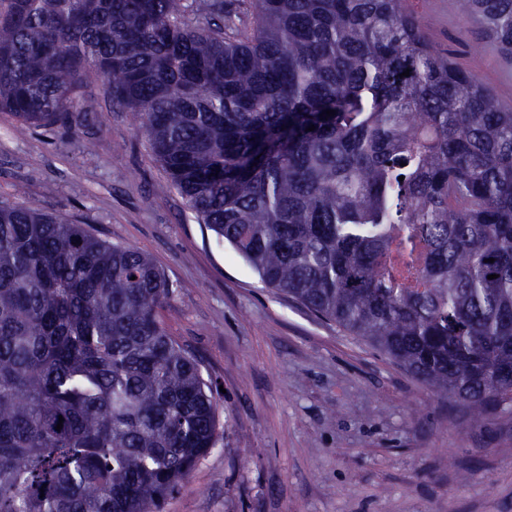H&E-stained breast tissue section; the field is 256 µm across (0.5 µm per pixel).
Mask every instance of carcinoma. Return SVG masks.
Here are the masks:
<instances>
[{"instance_id": "1", "label": "carcinoma", "mask_w": 512, "mask_h": 512, "mask_svg": "<svg viewBox=\"0 0 512 512\" xmlns=\"http://www.w3.org/2000/svg\"><path fill=\"white\" fill-rule=\"evenodd\" d=\"M457 4L512 56V0ZM239 6L0 0V112L52 126L102 79L267 287L475 422L511 402L512 110L405 0ZM172 294L143 253L0 201V512H158L215 446Z\"/></svg>"}]
</instances>
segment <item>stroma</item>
Listing matches in <instances>:
<instances>
[{
    "label": "stroma",
    "mask_w": 512,
    "mask_h": 512,
    "mask_svg": "<svg viewBox=\"0 0 512 512\" xmlns=\"http://www.w3.org/2000/svg\"><path fill=\"white\" fill-rule=\"evenodd\" d=\"M427 38L512 109V60L456 0H407ZM79 120L0 113V200L148 254L163 324L218 388L224 428L162 512H512V404L472 423L433 389L258 275L200 223L146 135L87 78Z\"/></svg>",
    "instance_id": "stroma-1"
}]
</instances>
